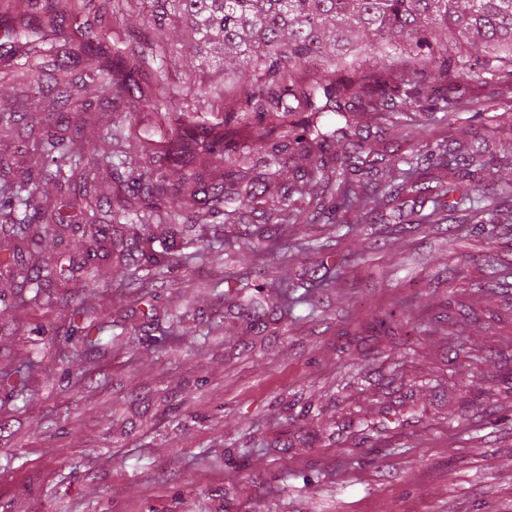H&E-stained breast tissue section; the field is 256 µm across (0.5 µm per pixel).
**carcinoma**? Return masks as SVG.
I'll return each instance as SVG.
<instances>
[{"instance_id": "carcinoma-1", "label": "carcinoma", "mask_w": 512, "mask_h": 512, "mask_svg": "<svg viewBox=\"0 0 512 512\" xmlns=\"http://www.w3.org/2000/svg\"><path fill=\"white\" fill-rule=\"evenodd\" d=\"M93 0H44L48 25L33 23L28 14L19 16L7 38L19 46L10 63L0 67V82L11 76L28 75L35 61L51 59L54 84L36 83L33 93L48 100L45 112L57 113L58 122L73 126L75 133L94 123L89 112L112 111V104L129 97L135 111L154 117L150 128L161 136V148L169 158L181 156L189 142L199 146L204 161L226 169L211 180L204 191L197 224H243L256 218L264 224H284L288 217L312 205L324 214L326 223L340 224L347 215L363 213L367 202L383 190L386 201L400 200L420 191L424 167L440 170L432 189L433 211L444 212L471 199L478 192L475 173L486 166L488 144L451 152L448 148L424 145V150L400 155L382 166H373V186L354 179L363 163L356 145L332 154V144L353 136L348 112L336 105L340 121L321 120L324 108L315 104L318 93L325 97H348L364 112H406L423 88L439 83L452 72L464 80L475 65L495 61L512 65V0H149L145 27L163 30L173 23L183 26L194 58L224 64L221 94L246 104L262 115L295 112L310 116L278 126L256 129L246 145L224 149V138L207 133L195 113L177 111V95L164 85L171 52L162 43L151 44L148 54L135 51L127 32L112 30L110 37L123 49L85 70L80 83L69 77L71 55L59 56L56 42L69 38L63 23L77 18ZM385 45L399 48L395 60L382 52ZM459 45L482 50L483 60L455 56ZM316 60L321 69L307 85L298 83L303 65ZM255 64L257 76L240 79L238 66ZM370 62L376 72L367 85L361 71ZM156 65L153 86L141 85L136 74ZM35 130L26 112L0 116V141L8 142L24 129ZM40 154L49 162L34 177L22 183L0 181V219L28 232V217L41 224H55L59 201L44 185L68 186L83 181L85 195L78 208L89 226L90 237H105L108 226L123 223L128 228L125 256L128 265L143 267L142 260L156 268L161 260L139 249L137 225L162 212L167 223H183V193L170 183L166 172L138 163L130 166L125 179L127 198L100 190L94 170L112 166L109 156L86 160L71 137L43 134L38 138ZM267 168L264 179L245 180L255 155ZM295 171L288 182L276 176L288 163ZM56 269L45 261L27 275L31 299L40 297ZM290 285L264 277L239 282L235 294L275 300V308L291 310L301 298L288 295ZM73 319L86 322L80 328L90 336L97 327L96 312L85 306L74 309Z\"/></svg>"}]
</instances>
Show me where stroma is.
Returning a JSON list of instances; mask_svg holds the SVG:
<instances>
[{
  "instance_id": "stroma-1",
  "label": "stroma",
  "mask_w": 512,
  "mask_h": 512,
  "mask_svg": "<svg viewBox=\"0 0 512 512\" xmlns=\"http://www.w3.org/2000/svg\"><path fill=\"white\" fill-rule=\"evenodd\" d=\"M446 95L451 129L430 115ZM489 95L495 111L476 112ZM357 120L372 158L485 141L482 184L512 181L506 72ZM142 135L112 112L78 146L144 163ZM397 218L392 203L350 224L306 217L252 250L236 225L183 224L160 289L122 259L124 225L95 242L57 224L37 246L0 223V378L25 379L0 385V512H512V203L487 194L411 230ZM48 255L57 275L27 307L24 277ZM264 271L325 283L255 326L226 290ZM89 303L109 314L93 347L74 335Z\"/></svg>"
}]
</instances>
